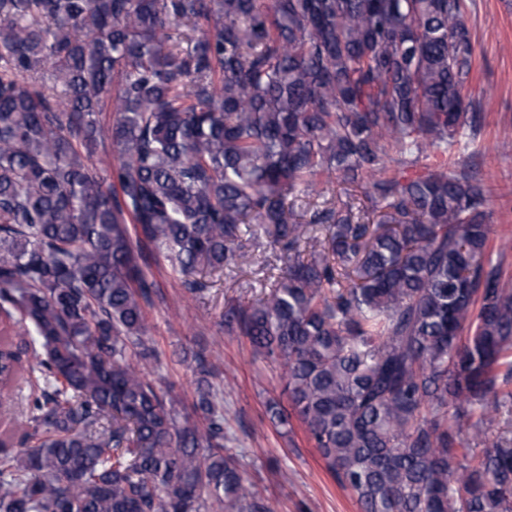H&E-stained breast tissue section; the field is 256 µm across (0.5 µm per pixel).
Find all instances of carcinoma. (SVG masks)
Masks as SVG:
<instances>
[{
    "label": "carcinoma",
    "mask_w": 512,
    "mask_h": 512,
    "mask_svg": "<svg viewBox=\"0 0 512 512\" xmlns=\"http://www.w3.org/2000/svg\"><path fill=\"white\" fill-rule=\"evenodd\" d=\"M466 12L0 0V335L24 327L34 360L0 512H273L224 445L211 355L190 413L139 367L142 244L196 294L244 256L243 224L283 262L222 316L283 368L270 419L298 418L361 512H512V282L486 260L481 178L387 166L477 127ZM337 183L371 207L295 218L299 187ZM20 364L0 348V403Z\"/></svg>",
    "instance_id": "obj_1"
}]
</instances>
